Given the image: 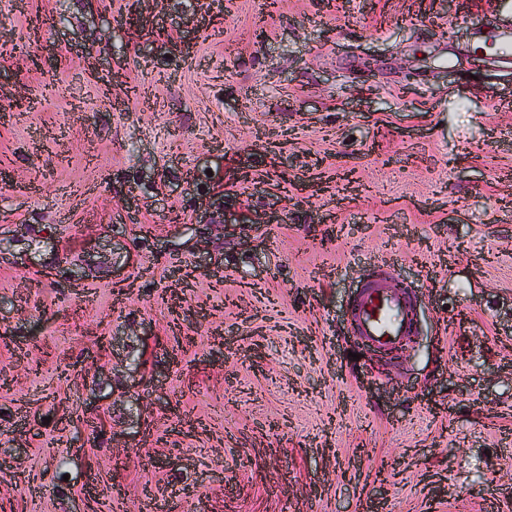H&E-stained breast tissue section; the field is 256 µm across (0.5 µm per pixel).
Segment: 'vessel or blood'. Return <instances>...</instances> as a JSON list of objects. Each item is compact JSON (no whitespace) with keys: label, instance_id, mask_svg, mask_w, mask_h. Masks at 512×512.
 Wrapping results in <instances>:
<instances>
[{"label":"vessel or blood","instance_id":"b4317fda","mask_svg":"<svg viewBox=\"0 0 512 512\" xmlns=\"http://www.w3.org/2000/svg\"><path fill=\"white\" fill-rule=\"evenodd\" d=\"M351 327L363 347L393 349L413 334L414 300L392 277L367 281L354 301Z\"/></svg>","mask_w":512,"mask_h":512}]
</instances>
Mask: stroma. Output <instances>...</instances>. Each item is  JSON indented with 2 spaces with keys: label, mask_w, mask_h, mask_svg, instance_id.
<instances>
[{
  "label": "stroma",
  "mask_w": 512,
  "mask_h": 512,
  "mask_svg": "<svg viewBox=\"0 0 512 512\" xmlns=\"http://www.w3.org/2000/svg\"><path fill=\"white\" fill-rule=\"evenodd\" d=\"M209 3L0 0V512H512V12ZM352 308L351 327L363 347L388 351L412 336L414 300L392 277L363 283Z\"/></svg>",
  "instance_id": "1"
}]
</instances>
